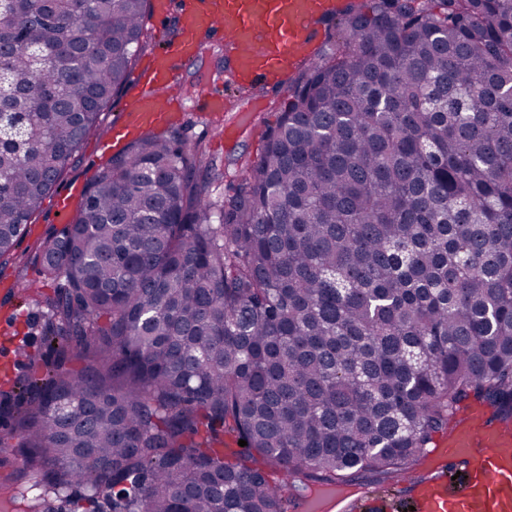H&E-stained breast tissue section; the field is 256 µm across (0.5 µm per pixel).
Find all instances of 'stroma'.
<instances>
[{"label":"stroma","mask_w":512,"mask_h":512,"mask_svg":"<svg viewBox=\"0 0 512 512\" xmlns=\"http://www.w3.org/2000/svg\"><path fill=\"white\" fill-rule=\"evenodd\" d=\"M207 88L222 92L231 104L232 110L225 113L224 122L234 127V134L224 139L217 138L213 122L193 112L186 113L179 126L189 145L200 146L206 156L223 162L222 175L209 187L211 198L220 202L233 195L250 167L260 158L264 148L262 133L275 123L287 102L288 86L283 83L273 88L235 82L225 62L223 48L206 40L196 62L183 67L176 92L188 104L198 92ZM100 139V132L85 138L66 165L56 190L49 192L33 216L29 232L17 243L13 258L0 263V320L9 319V335L15 336L25 355L42 365L55 361L45 337L46 315L35 303L33 294L13 295L7 293L6 288L21 281H33L39 292H54V284L41 279L38 248L67 223L56 206L59 190H83L107 162Z\"/></svg>","instance_id":"35a3bbf8"}]
</instances>
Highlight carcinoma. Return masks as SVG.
<instances>
[{
  "instance_id": "carcinoma-1",
  "label": "carcinoma",
  "mask_w": 512,
  "mask_h": 512,
  "mask_svg": "<svg viewBox=\"0 0 512 512\" xmlns=\"http://www.w3.org/2000/svg\"><path fill=\"white\" fill-rule=\"evenodd\" d=\"M148 0H0V260L128 78ZM178 130L39 248L57 362L0 392L41 497L289 512L512 421V0L348 4L217 204ZM80 358L81 372L63 369ZM230 437L247 445L226 457Z\"/></svg>"
}]
</instances>
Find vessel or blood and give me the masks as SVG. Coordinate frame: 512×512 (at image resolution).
Instances as JSON below:
<instances>
[{"mask_svg": "<svg viewBox=\"0 0 512 512\" xmlns=\"http://www.w3.org/2000/svg\"><path fill=\"white\" fill-rule=\"evenodd\" d=\"M341 8V0H182L176 36L128 93L131 121L160 129L188 108L205 117L223 112L224 97L216 92L188 108L164 95L198 54L201 37L223 45L236 81L277 83L288 67L305 61L319 23ZM428 458L431 476L414 483L409 496L367 487L346 512H399L404 504L415 512H512V423L491 420L485 407H466Z\"/></svg>", "mask_w": 512, "mask_h": 512, "instance_id": "b4317fda", "label": "vessel or blood"}]
</instances>
